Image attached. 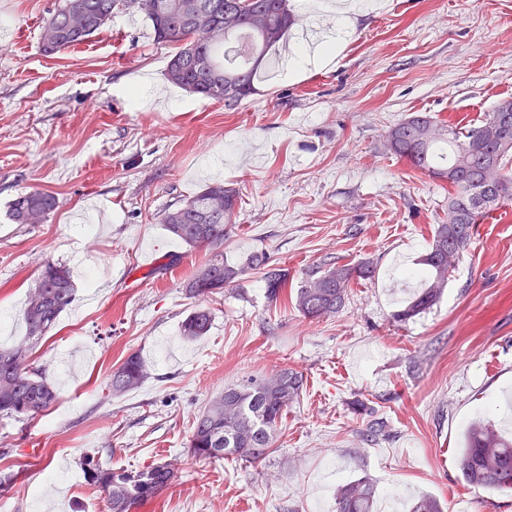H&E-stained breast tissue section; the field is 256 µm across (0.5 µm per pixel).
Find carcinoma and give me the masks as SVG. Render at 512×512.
<instances>
[{"mask_svg":"<svg viewBox=\"0 0 512 512\" xmlns=\"http://www.w3.org/2000/svg\"><path fill=\"white\" fill-rule=\"evenodd\" d=\"M147 13L155 39L174 46L167 64V79L204 98L232 109L255 90V80L268 53L296 24L288 0H153ZM137 11L136 0H64L46 21L41 48L55 55L88 41L115 14ZM498 109L478 126L459 128L437 124L415 114L394 126L388 149L418 170L448 183V222L433 229L430 250L418 260L422 289L394 314L405 322L430 309L448 283L455 257L467 249L472 227L483 210L512 199V127L498 123ZM238 192L211 184L164 212L161 223L190 247H204L207 257L185 281L191 297L217 294L243 278L252 267L266 265L254 255L243 265L224 260V239L238 205ZM57 207L54 193L25 190L9 205L16 224H43ZM375 275L373 263L327 266L305 274L294 291H288V273L265 272L267 297L272 302L291 299L307 318L335 315L345 305L354 280ZM76 285L69 267L42 264L21 312L25 335L0 346V415L18 421L44 415L58 401L59 392L46 374L32 366L33 350L74 302ZM213 313L193 308L180 325L181 336L194 341L207 335ZM145 362L130 354L112 371L109 392L122 396L147 378ZM303 376L282 368L274 376L252 377L213 396L193 424L187 453L194 459H235L260 462L269 455L273 438L288 406L303 389ZM457 465L472 487L512 494V438L495 422L472 421L462 433ZM86 482L106 495L109 512H137L168 489L176 478L169 462L140 470L104 468L87 458L82 462ZM376 491L367 479L341 486L336 492V512H375ZM411 512H443L434 497L416 499Z\"/></svg>","mask_w":512,"mask_h":512,"instance_id":"cac0c4a2","label":"carcinoma"}]
</instances>
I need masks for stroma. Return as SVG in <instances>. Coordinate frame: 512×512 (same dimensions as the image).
I'll use <instances>...</instances> for the list:
<instances>
[{
	"label": "stroma",
	"mask_w": 512,
	"mask_h": 512,
	"mask_svg": "<svg viewBox=\"0 0 512 512\" xmlns=\"http://www.w3.org/2000/svg\"><path fill=\"white\" fill-rule=\"evenodd\" d=\"M62 0H0V344L41 262L74 269L77 299L36 347L34 367L59 400L31 421L0 417V493L8 512H107L80 461L138 469L170 462L177 478L138 512H336L338 485H376L375 512H409L430 495L445 512H512V495L468 486L457 467L465 424L512 432V201L491 207L440 300L393 315L448 219V185L387 151L397 123L423 112L480 124L512 100V0H356L335 59L291 70L290 56L329 31L337 0H291L298 22L234 109L167 80L170 46L143 14L122 12L86 43L43 55L42 26ZM240 198L224 256L254 254L289 287L329 264L373 261L336 315L309 319L269 302L263 269L206 298L207 336L180 323L183 283L206 251L161 222L210 179ZM41 188L47 223H13L9 203ZM148 378L111 396L131 353ZM302 373L266 460H196L192 423L211 397L250 376ZM386 424L372 438V418Z\"/></svg>",
	"instance_id": "stroma-1"
}]
</instances>
